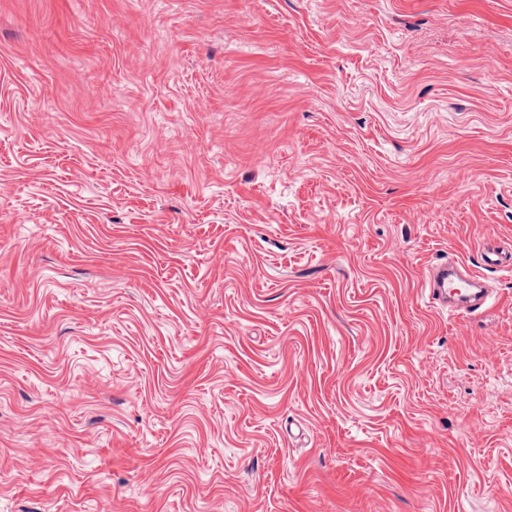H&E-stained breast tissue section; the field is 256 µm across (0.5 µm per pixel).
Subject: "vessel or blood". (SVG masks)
<instances>
[{
  "mask_svg": "<svg viewBox=\"0 0 512 512\" xmlns=\"http://www.w3.org/2000/svg\"><path fill=\"white\" fill-rule=\"evenodd\" d=\"M506 263L512 265V256L506 257L499 250L488 248L481 255L480 269H473L462 262H448L430 268L425 276L429 307L462 316L477 312L491 299L481 268H498Z\"/></svg>",
  "mask_w": 512,
  "mask_h": 512,
  "instance_id": "obj_1",
  "label": "vessel or blood"
}]
</instances>
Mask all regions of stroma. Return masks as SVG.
<instances>
[{"label": "stroma", "instance_id": "stroma-1", "mask_svg": "<svg viewBox=\"0 0 512 512\" xmlns=\"http://www.w3.org/2000/svg\"><path fill=\"white\" fill-rule=\"evenodd\" d=\"M512 0H0V512H512ZM425 281L427 304L437 311L448 310V313L465 316L477 312L493 298L481 273L463 262L432 267L425 275ZM460 288H467L466 294L449 307L448 297L461 295ZM471 290L475 291L470 293Z\"/></svg>", "mask_w": 512, "mask_h": 512}]
</instances>
